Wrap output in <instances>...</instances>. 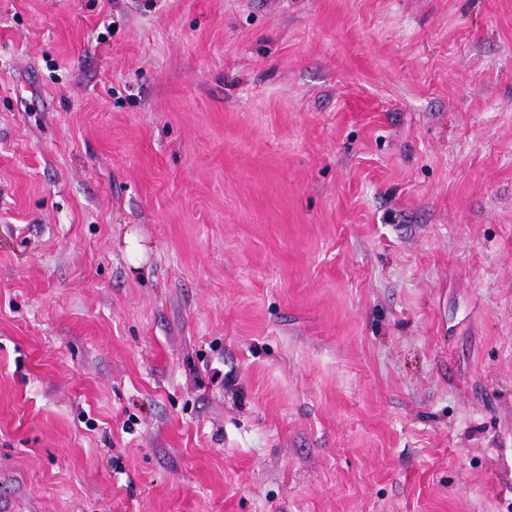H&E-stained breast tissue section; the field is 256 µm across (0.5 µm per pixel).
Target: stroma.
<instances>
[{
    "mask_svg": "<svg viewBox=\"0 0 512 512\" xmlns=\"http://www.w3.org/2000/svg\"><path fill=\"white\" fill-rule=\"evenodd\" d=\"M0 512H512V0H0Z\"/></svg>",
    "mask_w": 512,
    "mask_h": 512,
    "instance_id": "stroma-1",
    "label": "stroma"
}]
</instances>
